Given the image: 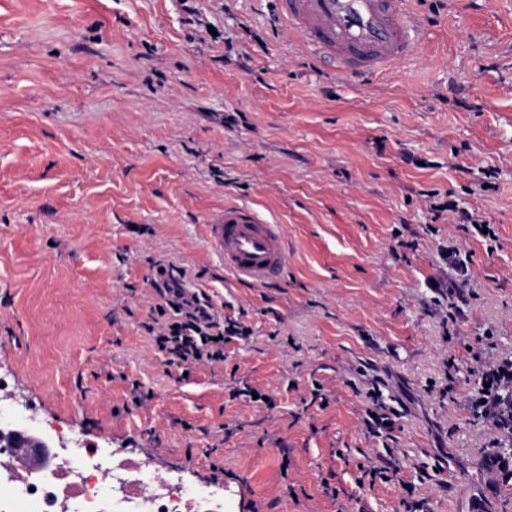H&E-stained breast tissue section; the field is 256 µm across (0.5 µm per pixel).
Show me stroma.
Masks as SVG:
<instances>
[{"label":"stroma","mask_w":512,"mask_h":512,"mask_svg":"<svg viewBox=\"0 0 512 512\" xmlns=\"http://www.w3.org/2000/svg\"><path fill=\"white\" fill-rule=\"evenodd\" d=\"M193 5L0 0V401L235 512H512L473 409L512 357V0H412L416 54L363 82L275 0ZM233 202L284 229L270 285L205 245ZM157 262L249 337L169 364Z\"/></svg>","instance_id":"1"}]
</instances>
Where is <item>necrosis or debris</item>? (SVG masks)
I'll use <instances>...</instances> for the list:
<instances>
[{"label": "necrosis or debris", "instance_id": "obj_1", "mask_svg": "<svg viewBox=\"0 0 512 512\" xmlns=\"http://www.w3.org/2000/svg\"><path fill=\"white\" fill-rule=\"evenodd\" d=\"M34 454L39 466L26 480L0 470V512H232L223 487L158 478L120 460L116 448L70 438Z\"/></svg>", "mask_w": 512, "mask_h": 512}]
</instances>
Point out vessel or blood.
<instances>
[{"instance_id":"b4317fda","label":"vessel or blood","mask_w":512,"mask_h":512,"mask_svg":"<svg viewBox=\"0 0 512 512\" xmlns=\"http://www.w3.org/2000/svg\"><path fill=\"white\" fill-rule=\"evenodd\" d=\"M411 0H277L289 29L319 61L367 80L413 55L420 24ZM236 280L260 287L286 266L283 228L257 210L226 204L205 240Z\"/></svg>"}]
</instances>
